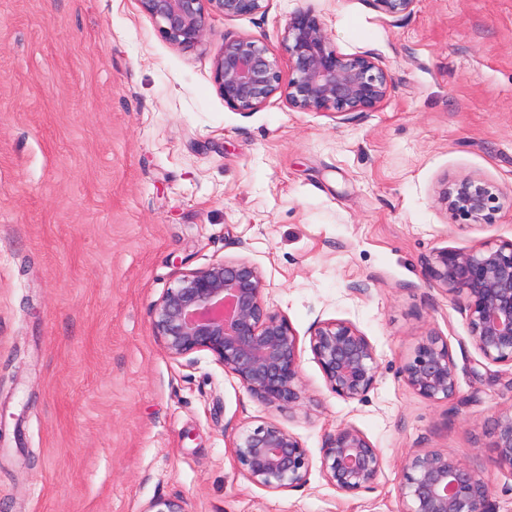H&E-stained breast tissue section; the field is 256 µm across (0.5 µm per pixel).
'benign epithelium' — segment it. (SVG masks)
<instances>
[{"mask_svg":"<svg viewBox=\"0 0 512 512\" xmlns=\"http://www.w3.org/2000/svg\"><path fill=\"white\" fill-rule=\"evenodd\" d=\"M272 0H139L176 47L203 42L207 19L226 20L265 14ZM381 13L408 15L417 0H372ZM282 41L290 75L262 41L249 36L224 38L212 62L213 82L224 104L248 114L277 95L299 112L337 113L372 110L389 91L391 76L370 55H343L328 37L314 9L291 15ZM438 199L456 221L483 227L500 208L494 186L479 176L443 184ZM425 279L451 294L465 314L469 337L490 364L512 366V240L487 239L470 250L442 249L425 263ZM267 283L261 269L246 259L221 260L181 275L153 305L152 329L173 359L207 352L234 375L258 404L292 408L303 399L299 336L288 320L270 312L263 300ZM310 347L326 385L337 397L362 400L377 378L376 351L369 339L343 320L318 321ZM406 386L430 402L456 394L457 365L447 340L427 332L401 365ZM493 463L512 470V406L494 420ZM233 457L245 478L267 490L305 485L309 451L299 437L273 423L240 433ZM383 457L352 425L325 437L321 470L343 495L373 488ZM401 512H494L484 474L439 452L408 457L400 483ZM146 512H186L179 500L154 501Z\"/></svg>","mask_w":512,"mask_h":512,"instance_id":"obj_1","label":"benign epithelium"}]
</instances>
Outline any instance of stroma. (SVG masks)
<instances>
[{"instance_id":"1","label":"stroma","mask_w":512,"mask_h":512,"mask_svg":"<svg viewBox=\"0 0 512 512\" xmlns=\"http://www.w3.org/2000/svg\"><path fill=\"white\" fill-rule=\"evenodd\" d=\"M318 11L344 55L392 78L363 112H297L279 97L225 106L212 61L229 36L280 60L289 16ZM478 175L504 198L490 225L438 201ZM512 240V0H417L393 19L371 0H273L215 15L202 44L161 37L138 0H0V512H400L409 455L438 451L486 474L512 512V471L493 465V420L512 367L484 361L424 266L440 249ZM262 270L267 308L302 349L304 399L255 403L210 354L170 358L152 308L179 274L219 260ZM363 294H356V287ZM344 320L376 349L364 400L332 394L310 348ZM447 339L458 389L432 403L399 376L419 336ZM274 423L300 438L306 484L243 476L232 441ZM355 426L385 464L374 487L336 493L329 432Z\"/></svg>"}]
</instances>
